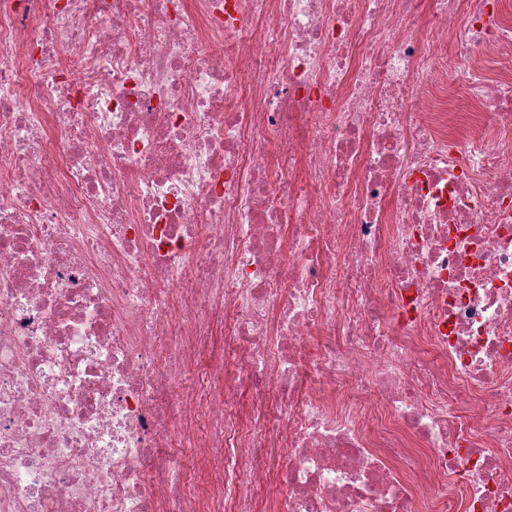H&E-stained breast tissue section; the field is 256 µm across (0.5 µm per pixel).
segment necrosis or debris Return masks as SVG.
I'll list each match as a JSON object with an SVG mask.
<instances>
[{"mask_svg":"<svg viewBox=\"0 0 512 512\" xmlns=\"http://www.w3.org/2000/svg\"><path fill=\"white\" fill-rule=\"evenodd\" d=\"M429 4L0 0V512H512V23ZM194 380L192 377H187L176 381L173 384L172 391L176 398L186 402V410L181 419V433L182 441L176 444L174 452L181 458L187 459L190 456L189 448L193 445V436L195 433V419L193 413L190 412L189 400L193 394ZM242 402L245 422L254 438L255 447L251 450L262 455L276 471L284 462L283 448H286L288 421L277 415L252 412L251 397L247 393Z\"/></svg>","mask_w":512,"mask_h":512,"instance_id":"necrosis-or-debris-1","label":"necrosis or debris"}]
</instances>
